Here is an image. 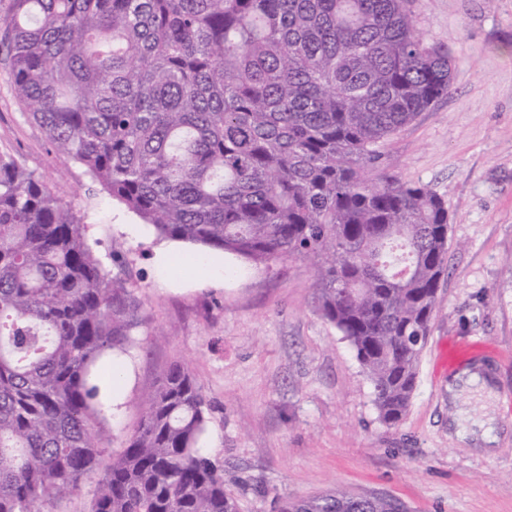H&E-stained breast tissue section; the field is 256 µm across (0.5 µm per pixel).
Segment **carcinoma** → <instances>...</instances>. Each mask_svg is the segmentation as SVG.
<instances>
[{
    "instance_id": "carcinoma-1",
    "label": "carcinoma",
    "mask_w": 512,
    "mask_h": 512,
    "mask_svg": "<svg viewBox=\"0 0 512 512\" xmlns=\"http://www.w3.org/2000/svg\"><path fill=\"white\" fill-rule=\"evenodd\" d=\"M409 0H11L18 102L162 238L256 264L316 263L323 316L403 419L438 285L448 207L380 173L378 147L448 95V47ZM142 324L82 216L0 156V512H55L105 450L106 362ZM210 404L175 366L100 482L92 512H238L202 446ZM283 512H406L342 490Z\"/></svg>"
}]
</instances>
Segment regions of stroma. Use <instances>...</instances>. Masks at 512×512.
I'll return each instance as SVG.
<instances>
[{
    "instance_id": "stroma-1",
    "label": "stroma",
    "mask_w": 512,
    "mask_h": 512,
    "mask_svg": "<svg viewBox=\"0 0 512 512\" xmlns=\"http://www.w3.org/2000/svg\"><path fill=\"white\" fill-rule=\"evenodd\" d=\"M409 8L422 37L451 51L453 84L384 142L379 166L444 196L448 269L409 409L394 425L381 421L353 349L322 316L312 261L256 265L158 237L51 148L0 60V155L83 214L88 246L143 316L125 357L123 404L106 414L108 450L57 512H91L139 426L144 396L177 364L211 404L203 445L236 476L239 512H280L284 501L336 488L393 497L407 512H512V0H410ZM198 252L202 264L178 267ZM452 337L490 347L476 357L496 383L489 456L455 435L483 413L474 393L448 398L439 354Z\"/></svg>"
}]
</instances>
